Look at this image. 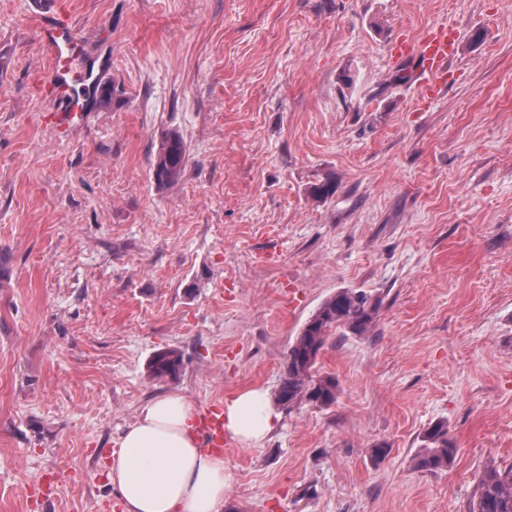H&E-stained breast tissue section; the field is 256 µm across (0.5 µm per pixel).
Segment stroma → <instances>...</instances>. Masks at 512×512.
I'll return each instance as SVG.
<instances>
[{
	"mask_svg": "<svg viewBox=\"0 0 512 512\" xmlns=\"http://www.w3.org/2000/svg\"><path fill=\"white\" fill-rule=\"evenodd\" d=\"M42 2L123 95L49 124L38 14L0 0V512H123L105 465L141 406L275 393L341 289L380 309L318 357L336 404L229 443L224 512H468L512 466V0ZM434 24L459 51L428 100L395 46ZM173 347L180 376L151 379ZM439 421L457 453L419 469ZM186 165V146L181 135L173 130L163 138L153 163V174L159 185L176 183ZM184 365V356L179 349H162L156 351L147 363L148 375L158 381L175 380Z\"/></svg>",
	"mask_w": 512,
	"mask_h": 512,
	"instance_id": "obj_1",
	"label": "stroma"
}]
</instances>
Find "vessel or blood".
<instances>
[{
	"label": "vessel or blood",
	"instance_id": "b4317fda",
	"mask_svg": "<svg viewBox=\"0 0 512 512\" xmlns=\"http://www.w3.org/2000/svg\"><path fill=\"white\" fill-rule=\"evenodd\" d=\"M39 42L52 69L48 85L62 103L60 111L50 114V122L66 126L81 119L78 103L70 94L75 80H90L89 72L77 69L73 47L76 43L74 28L66 11L59 10L45 14L38 32ZM458 35L455 29L435 26L416 41H401L397 46L399 54L406 56L417 66L421 89L433 95L445 88L448 68L456 54ZM197 431L210 446L216 449L224 446V405L214 402L203 409L196 423Z\"/></svg>",
	"mask_w": 512,
	"mask_h": 512
}]
</instances>
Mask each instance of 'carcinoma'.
Segmentation results:
<instances>
[{
    "label": "carcinoma",
    "mask_w": 512,
    "mask_h": 512,
    "mask_svg": "<svg viewBox=\"0 0 512 512\" xmlns=\"http://www.w3.org/2000/svg\"><path fill=\"white\" fill-rule=\"evenodd\" d=\"M123 91L116 83L99 84L92 89V100L100 108H108L121 101ZM186 165V146L181 135L168 132L153 163V174L158 184L176 183ZM379 311V300L363 291L343 289L327 298L305 324L288 350L282 380L275 394L278 404L290 408L306 402L317 407L336 403L338 381L330 375L314 372L318 355L333 333L365 336L370 332ZM184 365L179 349L155 352L147 363L148 375L158 381L175 380ZM427 444L416 456L420 469L436 471L448 467L456 452L448 437V424L438 422L430 427ZM469 512H512V466L489 467L484 470Z\"/></svg>",
    "instance_id": "obj_1"
}]
</instances>
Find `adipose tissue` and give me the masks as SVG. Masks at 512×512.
Returning <instances> with one entry per match:
<instances>
[{"mask_svg": "<svg viewBox=\"0 0 512 512\" xmlns=\"http://www.w3.org/2000/svg\"><path fill=\"white\" fill-rule=\"evenodd\" d=\"M197 411L185 395L154 398L121 431L107 472L125 512H224L230 476L223 456L201 444ZM279 416L266 390L250 388L227 401L224 432L255 446L277 427Z\"/></svg>", "mask_w": 512, "mask_h": 512, "instance_id": "obj_1", "label": "adipose tissue"}]
</instances>
